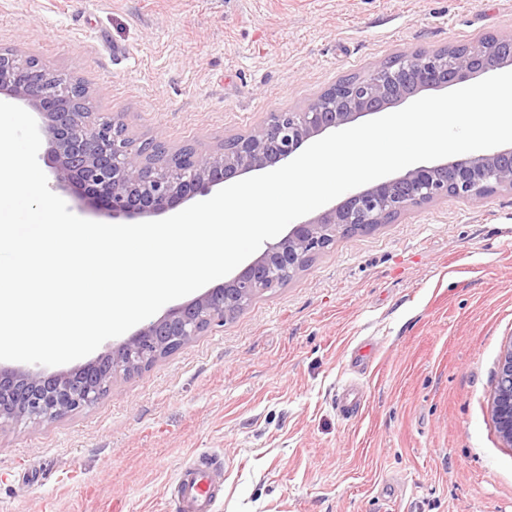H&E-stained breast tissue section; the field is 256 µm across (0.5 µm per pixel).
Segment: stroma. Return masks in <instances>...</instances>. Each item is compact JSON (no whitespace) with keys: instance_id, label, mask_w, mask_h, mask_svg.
<instances>
[{"instance_id":"stroma-1","label":"stroma","mask_w":512,"mask_h":512,"mask_svg":"<svg viewBox=\"0 0 512 512\" xmlns=\"http://www.w3.org/2000/svg\"><path fill=\"white\" fill-rule=\"evenodd\" d=\"M510 34L512 0H0V50L83 80L135 142L200 155L398 54ZM509 339L512 192L412 209L93 405L0 425V512H175L202 454L217 512H512L490 408ZM224 482L222 466L206 456L181 465L172 496L179 512H213Z\"/></svg>"}]
</instances>
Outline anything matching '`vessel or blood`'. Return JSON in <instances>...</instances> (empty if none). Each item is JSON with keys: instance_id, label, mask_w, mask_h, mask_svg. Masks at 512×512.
<instances>
[{"instance_id": "vessel-or-blood-1", "label": "vessel or blood", "mask_w": 512, "mask_h": 512, "mask_svg": "<svg viewBox=\"0 0 512 512\" xmlns=\"http://www.w3.org/2000/svg\"><path fill=\"white\" fill-rule=\"evenodd\" d=\"M223 482L221 465L209 457L199 456L184 463L177 471L172 491L178 512H213Z\"/></svg>"}]
</instances>
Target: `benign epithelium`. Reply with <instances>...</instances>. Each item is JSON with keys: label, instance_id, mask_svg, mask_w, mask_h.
<instances>
[{"label": "benign epithelium", "instance_id": "benign-epithelium-1", "mask_svg": "<svg viewBox=\"0 0 512 512\" xmlns=\"http://www.w3.org/2000/svg\"><path fill=\"white\" fill-rule=\"evenodd\" d=\"M511 64V35L467 45L461 53L445 48L399 54L363 76L340 79L300 111L274 113L254 134L224 139L232 148L192 158L189 173L159 162V154L168 153L160 140L138 154L131 152L121 122L83 111L71 84L37 59L1 52L0 95L23 100L39 112L57 184L77 187L92 207L114 219H135L161 214L231 179L287 162L311 138L362 115ZM499 189L512 191V146L420 165L352 193L294 225L224 284L149 323L110 355L50 375L1 368L0 420L40 424L93 405L114 374L144 368L164 348L181 346L212 324L224 325L257 295L282 286L345 232L374 230L448 197L480 201ZM492 414L503 444L512 447V339L499 361Z\"/></svg>", "mask_w": 512, "mask_h": 512}]
</instances>
